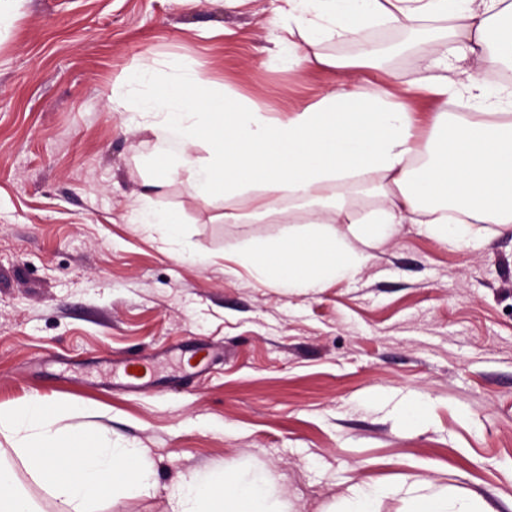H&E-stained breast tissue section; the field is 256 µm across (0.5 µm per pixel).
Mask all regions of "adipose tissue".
<instances>
[{
  "label": "adipose tissue",
  "instance_id": "adipose-tissue-1",
  "mask_svg": "<svg viewBox=\"0 0 512 512\" xmlns=\"http://www.w3.org/2000/svg\"><path fill=\"white\" fill-rule=\"evenodd\" d=\"M400 21L435 32L408 87L373 51L321 50L330 38ZM272 24L289 67L336 72V86L273 115L245 96H216L207 81L142 66L131 78L133 93L112 108L153 119L149 186L188 173L204 203L244 197L245 209L232 216L238 223L265 220L276 200L287 199L311 232L250 257L284 288L354 278L368 248L405 222L457 250L481 243L478 225L512 224V99L488 102L477 118L448 109L458 93H485L489 73L512 69V0H281ZM418 92L439 103L424 135L409 104ZM199 148L204 156H196ZM349 184L382 198L358 218L350 241L329 228L347 211ZM273 482L256 470L197 474L173 487L172 512H284ZM407 495L409 512H480L473 498L444 486Z\"/></svg>",
  "mask_w": 512,
  "mask_h": 512
}]
</instances>
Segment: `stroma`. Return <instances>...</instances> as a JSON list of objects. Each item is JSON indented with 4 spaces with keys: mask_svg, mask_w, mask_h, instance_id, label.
<instances>
[{
    "mask_svg": "<svg viewBox=\"0 0 512 512\" xmlns=\"http://www.w3.org/2000/svg\"><path fill=\"white\" fill-rule=\"evenodd\" d=\"M272 0H25L0 34V406L65 402L64 426L147 448L155 486L99 512H171L201 471L262 469L288 512H329L350 486L376 512L447 487L512 512V227L453 250L397 225L351 280L287 290L247 254L287 216L224 222L243 200L197 199L188 174L145 185L148 119L112 109L145 64L179 68L285 111L335 86L289 69ZM388 60L416 77L421 44ZM147 203L175 216L131 224ZM134 354L164 379L113 386ZM132 219L133 224H140L145 229L156 224H171L169 225L172 236L171 244L178 245L177 227L172 224V218L168 213L147 207H139L133 210Z\"/></svg>",
    "mask_w": 512,
    "mask_h": 512,
    "instance_id": "stroma-1",
    "label": "stroma"
}]
</instances>
